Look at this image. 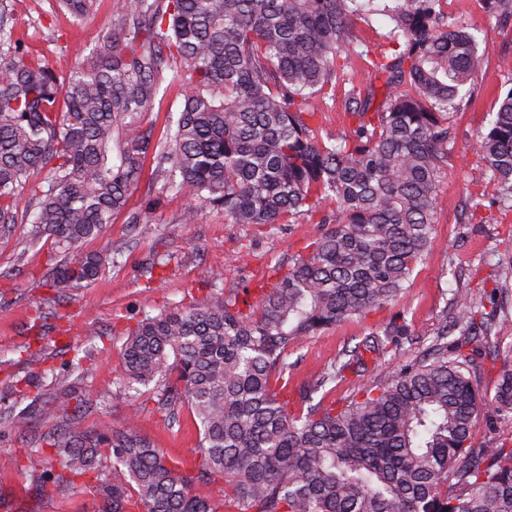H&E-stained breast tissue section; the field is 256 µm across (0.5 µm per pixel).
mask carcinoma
Listing matches in <instances>:
<instances>
[{
  "label": "carcinoma",
  "instance_id": "obj_1",
  "mask_svg": "<svg viewBox=\"0 0 512 512\" xmlns=\"http://www.w3.org/2000/svg\"><path fill=\"white\" fill-rule=\"evenodd\" d=\"M98 0H55L82 20ZM512 23V0H476ZM448 0H117L91 61L52 68L17 37L0 5V238L34 200L28 237L53 240L60 260L45 285L63 295L97 280L109 261L82 253L137 187L147 156L163 189L224 210L232 224H329L259 288L213 292L200 303L145 316L123 343L124 379L198 428L200 474L224 480V499L201 498L139 430L138 418L95 432L69 414L74 391L32 404L63 471L95 472L112 458L99 512H512V436L474 444L483 423L512 418V359L492 336L507 293L490 274L456 292L453 327L430 358L362 384L347 399L314 394L369 359L395 353L404 312L317 375L296 400L273 382L301 336L404 298L432 243L436 189L465 106L486 65L480 30L448 18ZM393 24L388 49L357 53L369 83L348 92L349 133L321 136L320 104L335 96L359 39L357 21ZM382 82L377 94L374 81ZM188 93L164 138L144 124L158 96ZM473 150L502 187L497 200L467 192L481 223L512 211V89L499 97ZM497 372L493 397L477 363ZM93 377L88 352L74 354ZM67 418L63 425L61 418Z\"/></svg>",
  "mask_w": 512,
  "mask_h": 512
}]
</instances>
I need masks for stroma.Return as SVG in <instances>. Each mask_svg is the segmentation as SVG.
Masks as SVG:
<instances>
[{
    "mask_svg": "<svg viewBox=\"0 0 512 512\" xmlns=\"http://www.w3.org/2000/svg\"><path fill=\"white\" fill-rule=\"evenodd\" d=\"M7 3L18 21V37L53 64L61 53L71 61L91 57L108 31L115 0H99L96 11L84 20L51 15L48 0ZM448 15L486 30L480 50L488 65L476 79L473 98L453 116L456 137L437 186L433 243L400 302L411 339L394 356L369 362L362 376L351 374L321 389L320 397L328 402L347 398L356 382H373L426 357L457 289L475 285L494 269L512 289V213L499 224L465 221L466 190L481 192L488 200L500 195L473 144L496 99L512 87V70L501 65L502 60H512V24L495 25L476 0H448ZM153 194L160 202L146 223H128L121 214L102 237L84 243V251L111 252L113 261L98 280L69 291L63 300L44 284L51 267L48 256L54 251L51 239L30 244L23 224L0 238V498L21 512H97V490L108 481L112 464L104 462L99 473L40 493L35 473L26 468V454L47 428L35 413L21 430L4 421V414L26 409L32 398L29 391L8 390L6 377L35 378L46 391L52 379H59L86 398L81 425L88 431L121 426L128 414H136L154 445L171 460L193 466L198 432L189 412L171 419L153 399L119 385L126 329L144 316L203 301L217 288L229 293L256 287L268 279L273 266L287 262L323 231L319 224H231L223 211L206 204L198 205L195 223H184L189 199L165 193L156 164L149 159L129 198V211H138ZM390 315L386 309L364 319L349 318L320 334L298 338L288 357L289 396L298 398L300 388L323 367ZM77 348L90 352L96 364L92 378L80 380L71 374L68 363Z\"/></svg>",
    "mask_w": 512,
    "mask_h": 512,
    "instance_id": "obj_1",
    "label": "stroma"
}]
</instances>
